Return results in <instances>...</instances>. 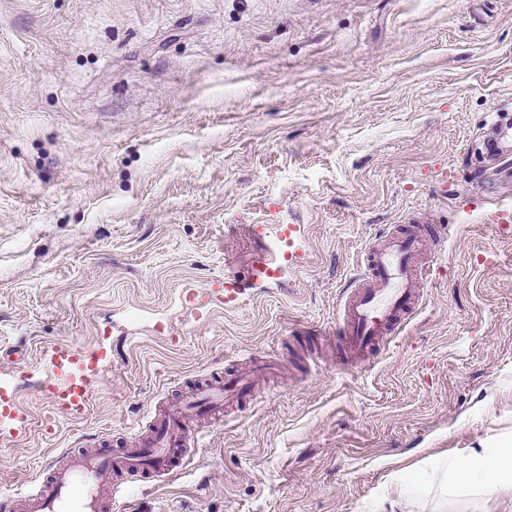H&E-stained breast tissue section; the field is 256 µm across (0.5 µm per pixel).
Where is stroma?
Segmentation results:
<instances>
[{
  "instance_id": "obj_1",
  "label": "stroma",
  "mask_w": 512,
  "mask_h": 512,
  "mask_svg": "<svg viewBox=\"0 0 512 512\" xmlns=\"http://www.w3.org/2000/svg\"><path fill=\"white\" fill-rule=\"evenodd\" d=\"M500 110L512 0H0V384L29 416L0 494L243 368L178 478L113 512H433L390 478L512 432ZM409 224L443 235L387 344L299 339ZM57 344L103 354L83 416L41 389Z\"/></svg>"
}]
</instances>
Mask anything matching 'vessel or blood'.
Wrapping results in <instances>:
<instances>
[{
    "instance_id": "vessel-or-blood-1",
    "label": "vessel or blood",
    "mask_w": 512,
    "mask_h": 512,
    "mask_svg": "<svg viewBox=\"0 0 512 512\" xmlns=\"http://www.w3.org/2000/svg\"><path fill=\"white\" fill-rule=\"evenodd\" d=\"M406 229L388 234L364 254L360 267L361 285L343 303L337 333L347 338L351 353L366 355L376 351L383 338L391 335L413 314L420 294L415 271L426 251L429 238H440ZM100 352H84L67 345L53 347L47 364L52 377L54 402L73 416L87 409L97 377ZM246 386L241 377L208 386L189 408L197 412L217 408L225 394L240 393ZM186 409L169 407L156 417L149 435L135 445L119 450L93 448L66 451L47 464L49 475L37 490L20 488L0 499L6 512H112L121 484L120 476L177 477L184 450L196 436L187 422ZM0 425L12 436L28 426L25 410L15 395L0 398Z\"/></svg>"
}]
</instances>
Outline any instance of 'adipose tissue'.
I'll return each instance as SVG.
<instances>
[{
  "label": "adipose tissue",
  "mask_w": 512,
  "mask_h": 512,
  "mask_svg": "<svg viewBox=\"0 0 512 512\" xmlns=\"http://www.w3.org/2000/svg\"><path fill=\"white\" fill-rule=\"evenodd\" d=\"M390 488L406 503L427 498L444 508L492 497L512 512V436H500L464 455L440 458L396 475Z\"/></svg>",
  "instance_id": "1"
}]
</instances>
